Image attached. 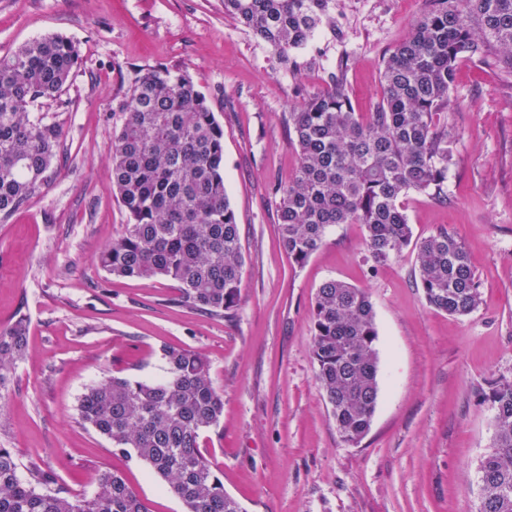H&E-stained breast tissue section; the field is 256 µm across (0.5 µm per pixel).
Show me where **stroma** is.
<instances>
[{
	"instance_id": "obj_1",
	"label": "stroma",
	"mask_w": 512,
	"mask_h": 512,
	"mask_svg": "<svg viewBox=\"0 0 512 512\" xmlns=\"http://www.w3.org/2000/svg\"><path fill=\"white\" fill-rule=\"evenodd\" d=\"M427 7L336 0L333 27L285 65L225 15L224 0H0V53L51 34L81 50L64 106L51 109L66 132L62 174L0 223V328L29 322L26 353L0 388V445L21 478L39 470L48 490L83 499L117 471L150 512H182L149 467L113 454L77 410L103 378L159 376L161 347L175 345L205 356L224 392L201 450L245 512H477V467L494 438L481 390L512 379V76L492 57L459 61L448 198L402 200L415 237L445 228L464 242L481 293L471 314L426 304L412 250L372 265L361 225L334 227L298 267L276 224L274 189L296 167L289 112L336 72L356 111H372L384 57ZM159 63L189 66L224 127L245 256L230 319L179 302L174 281L113 277L97 260L127 222L110 190L112 114L136 70ZM329 279L366 289L376 312L379 396L355 446L336 432L311 354L312 305Z\"/></svg>"
}]
</instances>
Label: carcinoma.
Returning <instances> with one entry per match:
<instances>
[{
    "label": "carcinoma",
    "mask_w": 512,
    "mask_h": 512,
    "mask_svg": "<svg viewBox=\"0 0 512 512\" xmlns=\"http://www.w3.org/2000/svg\"><path fill=\"white\" fill-rule=\"evenodd\" d=\"M330 0H224V14L267 43L284 62L330 22ZM409 36L384 59L382 96L356 112L341 75L331 89L288 113L297 167L276 189L278 234L301 267L336 224H360L370 260L397 258L415 243V267L426 303L451 316L480 304L466 247L440 230L412 241L401 197H448L452 161L448 125L455 68L463 57L494 51L512 71V0H430ZM80 60L69 38L47 35L0 55V223L8 221L61 170L51 169L63 127L37 108L61 102ZM113 132L112 193L125 230L98 260L110 275L178 284V301L218 318L234 317L245 258L240 225L224 187V127L186 66L137 71L119 105ZM315 378L342 442L356 445L370 428L379 393L378 330L369 294L329 279L311 311ZM28 324L0 329V389L27 348ZM164 376L154 382L108 377L82 394L84 424L112 452L146 464L184 512H244L224 490L223 475L200 449L201 434L219 425L224 395L208 361L181 347L161 348ZM494 419L492 449L479 461L478 512H512V380L483 393ZM32 475L0 446V512H149L125 479L105 472L90 498L39 492Z\"/></svg>",
    "instance_id": "1"
}]
</instances>
